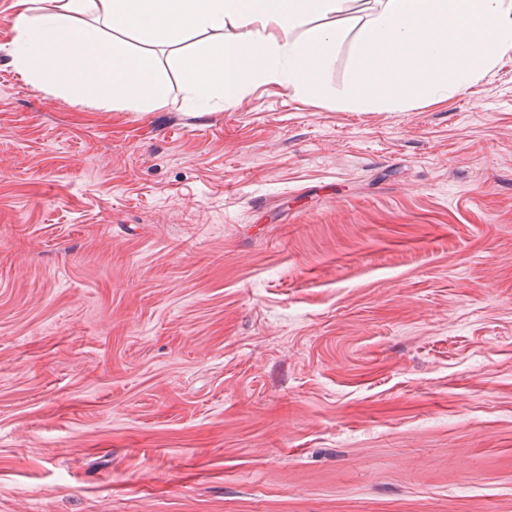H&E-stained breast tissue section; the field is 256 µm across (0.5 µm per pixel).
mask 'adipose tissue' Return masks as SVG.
<instances>
[{
  "mask_svg": "<svg viewBox=\"0 0 512 512\" xmlns=\"http://www.w3.org/2000/svg\"><path fill=\"white\" fill-rule=\"evenodd\" d=\"M346 0H19L7 52L38 89L107 91L148 109L172 83L198 109L270 78L310 89L343 38ZM175 52L162 72L150 49Z\"/></svg>",
  "mask_w": 512,
  "mask_h": 512,
  "instance_id": "1",
  "label": "adipose tissue"
}]
</instances>
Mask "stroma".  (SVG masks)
<instances>
[{"label": "stroma", "mask_w": 512, "mask_h": 512, "mask_svg": "<svg viewBox=\"0 0 512 512\" xmlns=\"http://www.w3.org/2000/svg\"><path fill=\"white\" fill-rule=\"evenodd\" d=\"M0 0V512H512V53L202 112L27 84Z\"/></svg>", "instance_id": "obj_1"}]
</instances>
